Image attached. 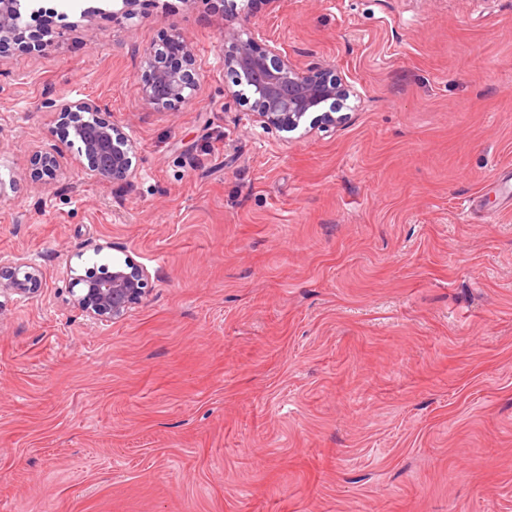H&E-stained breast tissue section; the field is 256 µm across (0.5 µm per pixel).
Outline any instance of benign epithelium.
Instances as JSON below:
<instances>
[{
  "label": "benign epithelium",
  "mask_w": 512,
  "mask_h": 512,
  "mask_svg": "<svg viewBox=\"0 0 512 512\" xmlns=\"http://www.w3.org/2000/svg\"><path fill=\"white\" fill-rule=\"evenodd\" d=\"M248 20L224 18V69L230 73L235 90L228 93L250 104L254 122L270 129L296 130L307 116L315 114L313 127H338L349 120L343 112L354 87L343 77L321 65L303 67L288 52L274 44L258 50L247 34ZM22 29L14 0H0V41ZM146 69L142 100L154 109L187 99L186 91L197 83L195 57L189 39L177 33L166 44L145 50ZM63 134L80 143L89 175L103 182L130 179L136 171V146L124 128L98 117L99 105L90 99L63 100L53 104ZM95 116V126L85 128L84 115ZM60 168L57 156L44 154L36 161L31 177L49 181ZM41 270L19 259L0 265V298L17 296L30 299L41 287ZM70 302L98 322L124 320L145 296L149 283L147 270L131 255L102 272L74 267L66 270Z\"/></svg>",
  "instance_id": "1"
}]
</instances>
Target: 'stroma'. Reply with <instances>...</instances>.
Returning <instances> with one entry per match:
<instances>
[{"label":"stroma","mask_w":512,"mask_h":512,"mask_svg":"<svg viewBox=\"0 0 512 512\" xmlns=\"http://www.w3.org/2000/svg\"><path fill=\"white\" fill-rule=\"evenodd\" d=\"M227 0H39L0 42V512H512V0H272L248 26L358 91L326 131L227 94ZM192 43L188 101L143 51ZM138 150L102 183L54 103ZM60 156L54 180L30 173ZM132 255L130 315L72 307ZM195 63L192 45L182 33H176L162 46L145 50L142 65L146 74L141 88L144 103L164 109L188 99L186 91L191 93L197 83ZM70 302L89 318L98 322L124 320L148 290L147 270L131 255L113 263L105 271L71 265L66 270ZM41 277V270L36 265L22 259L8 266L0 265V298L35 297L41 287Z\"/></svg>","instance_id":"stroma-1"}]
</instances>
